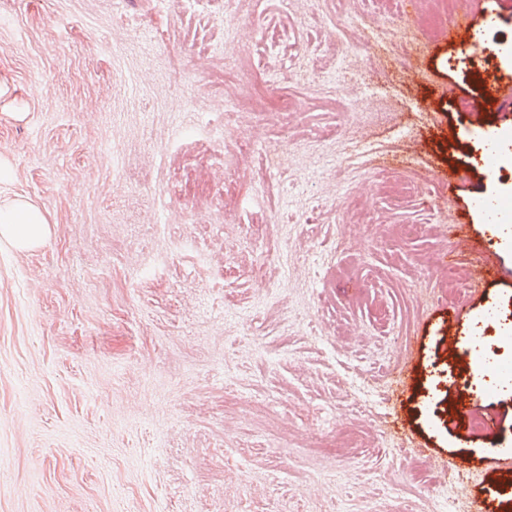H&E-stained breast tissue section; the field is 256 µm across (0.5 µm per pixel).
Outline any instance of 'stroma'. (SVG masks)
Wrapping results in <instances>:
<instances>
[{
    "label": "stroma",
    "mask_w": 512,
    "mask_h": 512,
    "mask_svg": "<svg viewBox=\"0 0 512 512\" xmlns=\"http://www.w3.org/2000/svg\"><path fill=\"white\" fill-rule=\"evenodd\" d=\"M419 19L372 0H0V196L50 221L40 246L0 241V512H470L489 490L512 512V467L448 412L466 310L512 313V247L481 292L439 289L452 225L485 234L471 198L512 213V159L473 164L461 108L512 79V25L486 32L478 74ZM260 64L289 113L247 109ZM197 153L239 191L176 192ZM460 167L454 202L421 209ZM385 173L410 196L377 195ZM186 236L223 287L170 248ZM369 267L388 271L372 294ZM471 400L512 458V390Z\"/></svg>",
    "instance_id": "35a3bbf8"
}]
</instances>
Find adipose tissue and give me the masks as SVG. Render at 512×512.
<instances>
[{
	"label": "adipose tissue",
	"mask_w": 512,
	"mask_h": 512,
	"mask_svg": "<svg viewBox=\"0 0 512 512\" xmlns=\"http://www.w3.org/2000/svg\"><path fill=\"white\" fill-rule=\"evenodd\" d=\"M49 235V220L31 200L17 196L0 201V238L21 249L43 243Z\"/></svg>",
	"instance_id": "ef3b65f1"
}]
</instances>
